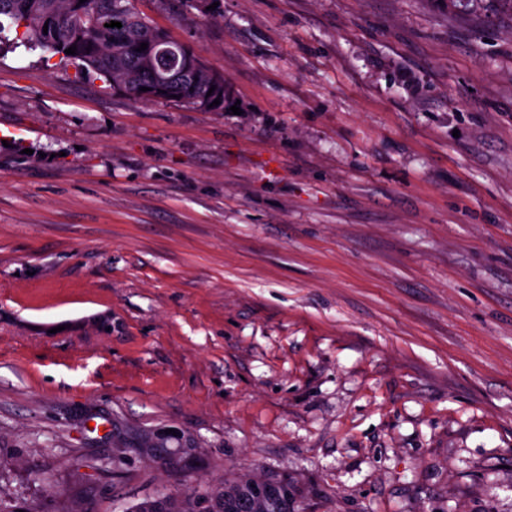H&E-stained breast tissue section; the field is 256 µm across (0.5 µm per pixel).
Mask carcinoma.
I'll list each match as a JSON object with an SVG mask.
<instances>
[{
    "instance_id": "cac0c4a2",
    "label": "carcinoma",
    "mask_w": 512,
    "mask_h": 512,
    "mask_svg": "<svg viewBox=\"0 0 512 512\" xmlns=\"http://www.w3.org/2000/svg\"><path fill=\"white\" fill-rule=\"evenodd\" d=\"M132 0H0V43L24 46L29 50H50L78 64L86 78H104L112 88L141 99L140 87L156 84V74L165 72V99L179 96V102L196 105L193 96L224 84V75L185 63L183 45L151 26L131 5ZM14 37L3 35L4 22ZM118 21L122 27L106 23ZM48 31H43V27ZM147 43L139 54L132 48ZM76 46L74 55L65 50ZM155 61L151 68L145 58ZM287 485L292 499L259 492L267 485ZM299 489L286 473L264 471L226 478L220 486L204 494L182 493L146 499L130 512H297Z\"/></svg>"
}]
</instances>
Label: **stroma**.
I'll list each match as a JSON object with an SVG mask.
<instances>
[{"instance_id":"1","label":"stroma","mask_w":512,"mask_h":512,"mask_svg":"<svg viewBox=\"0 0 512 512\" xmlns=\"http://www.w3.org/2000/svg\"><path fill=\"white\" fill-rule=\"evenodd\" d=\"M133 6L224 111L0 51V503L512 512V15ZM283 484L292 491L288 504L278 496L259 492L267 485ZM299 493L287 473L258 471L224 478L220 486L204 494L187 492L146 499L128 512H296Z\"/></svg>"}]
</instances>
